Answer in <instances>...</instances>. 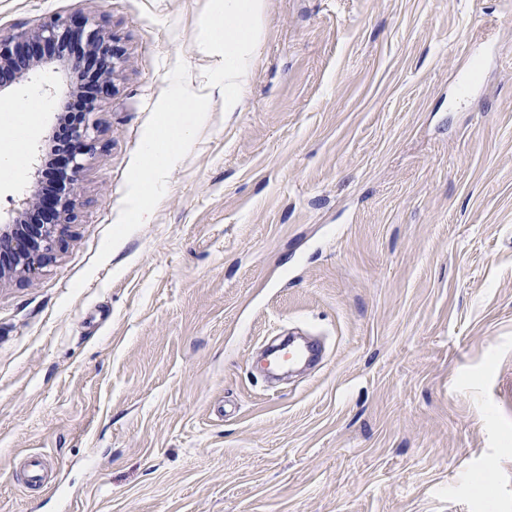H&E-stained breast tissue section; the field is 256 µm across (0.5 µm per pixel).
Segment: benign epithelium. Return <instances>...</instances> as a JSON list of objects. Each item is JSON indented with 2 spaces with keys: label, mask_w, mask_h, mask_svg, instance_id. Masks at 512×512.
<instances>
[{
  "label": "benign epithelium",
  "mask_w": 512,
  "mask_h": 512,
  "mask_svg": "<svg viewBox=\"0 0 512 512\" xmlns=\"http://www.w3.org/2000/svg\"><path fill=\"white\" fill-rule=\"evenodd\" d=\"M72 44L80 47V52L66 61L67 68H79L88 57L96 60L99 77L94 99L112 95V79L123 62V53L112 34L86 17L79 23L53 19L35 30L21 28L10 35H0V89L27 77L49 63L56 52ZM95 110V106H90L70 128L72 147L60 160V170L66 174L68 186L58 197L43 202L47 211L54 214L53 220L48 224L23 223L24 212L41 203L34 185L15 215L0 225V252L10 255L8 266H0V282L34 276L68 236L70 219L79 204V176L86 158L95 152L98 144V126L91 118Z\"/></svg>",
  "instance_id": "1"
}]
</instances>
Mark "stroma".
I'll list each match as a JSON object with an SVG mask.
<instances>
[{
    "mask_svg": "<svg viewBox=\"0 0 512 512\" xmlns=\"http://www.w3.org/2000/svg\"><path fill=\"white\" fill-rule=\"evenodd\" d=\"M214 13L0 0L2 33L84 16L124 50L69 236L0 283V512H512V0H267L234 112ZM176 81L205 124L141 224ZM70 86L54 61L0 107ZM59 108L0 216L47 187ZM293 326L324 358L268 387Z\"/></svg>",
    "mask_w": 512,
    "mask_h": 512,
    "instance_id": "1",
    "label": "stroma"
}]
</instances>
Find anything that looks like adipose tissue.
<instances>
[{"label": "adipose tissue", "instance_id": "ef3b65f1", "mask_svg": "<svg viewBox=\"0 0 512 512\" xmlns=\"http://www.w3.org/2000/svg\"><path fill=\"white\" fill-rule=\"evenodd\" d=\"M265 0H217L215 19L204 20L209 42L220 50L224 64V109L238 107L256 52L263 38L262 17ZM189 97L182 87H174L159 108L162 139H148L144 158L153 171L169 168L180 150L195 137L204 121L203 113L188 109ZM45 103L36 96L14 104L0 124L11 131L10 142L0 144V176L19 177L22 157L15 145L33 129Z\"/></svg>", "mask_w": 512, "mask_h": 512}]
</instances>
